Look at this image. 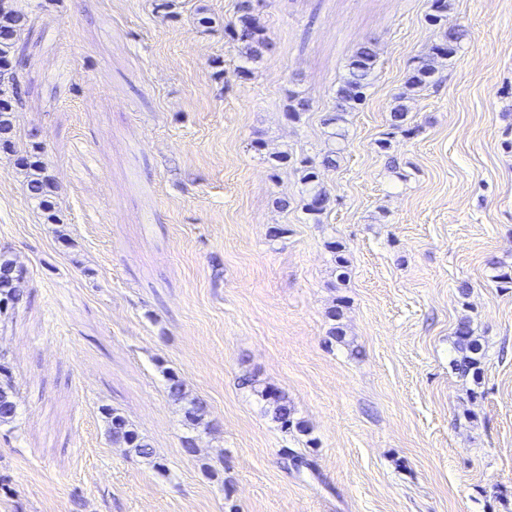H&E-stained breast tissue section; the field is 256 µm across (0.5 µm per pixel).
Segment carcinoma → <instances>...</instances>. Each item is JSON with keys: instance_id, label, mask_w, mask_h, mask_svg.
<instances>
[{"instance_id": "obj_1", "label": "carcinoma", "mask_w": 512, "mask_h": 512, "mask_svg": "<svg viewBox=\"0 0 512 512\" xmlns=\"http://www.w3.org/2000/svg\"><path fill=\"white\" fill-rule=\"evenodd\" d=\"M450 0H430L426 22L437 32V39L427 51L421 54L415 66L409 72L404 83V90L399 93V102L391 110L389 127L391 134L400 133L412 136L419 131V126L408 122L406 101L434 83L438 66L444 60L454 58L469 36V30L460 24H448ZM27 16L16 9L11 0H0V153L15 152L14 114L22 104L23 70L26 63ZM224 33L229 40L236 43L243 64L236 66L237 75L247 79L253 75L249 64L257 62L263 49L268 45L265 26L261 22L259 9L254 0H238L236 16L224 26ZM378 54L376 44L369 40L358 45L345 65V73L336 88L335 103L331 111L325 113L322 124L330 139L343 141L346 138L347 116L359 110L366 99V91L372 86L377 67ZM308 100L290 96L286 115L292 121L310 111ZM44 147L40 142L31 144V150L19 156L15 164L25 172L26 190L30 201L47 216V220L58 221L56 210L57 186L44 162L41 160ZM342 148H330L321 159L316 161L304 157L298 162L296 171L302 184L301 208L315 224L321 223L326 213L330 194L322 181V171L337 166ZM327 248L333 254L336 264V277L344 279L348 259L345 247L336 240L327 242ZM25 278L12 272L0 271V307L16 308L29 301L25 288ZM455 335L456 358L453 360L455 371L463 377L479 379L485 350L468 319H460ZM166 390L168 396L180 405L186 425L197 431L211 429L207 420V406L197 396L190 394L182 378L174 371L168 370ZM265 402V411L272 420L288 429L301 428L293 421L292 410L288 406L286 395L272 386H265L258 391ZM17 391L12 381L9 366L4 363V354L0 353V425L12 423L17 414ZM108 436L114 445L127 449L128 452L142 458L157 469L163 465L154 459L150 443L133 427V424L116 408L102 411Z\"/></svg>"}]
</instances>
